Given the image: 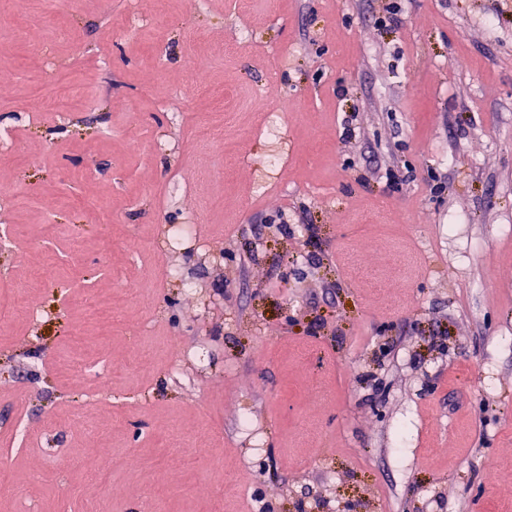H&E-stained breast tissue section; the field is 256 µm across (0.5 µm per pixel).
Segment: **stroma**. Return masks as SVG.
<instances>
[{
    "label": "stroma",
    "instance_id": "1",
    "mask_svg": "<svg viewBox=\"0 0 512 512\" xmlns=\"http://www.w3.org/2000/svg\"><path fill=\"white\" fill-rule=\"evenodd\" d=\"M1 125L0 512H512V0H0Z\"/></svg>",
    "mask_w": 512,
    "mask_h": 512
}]
</instances>
